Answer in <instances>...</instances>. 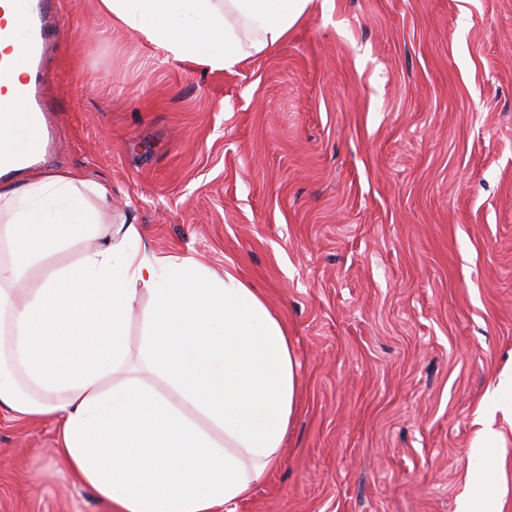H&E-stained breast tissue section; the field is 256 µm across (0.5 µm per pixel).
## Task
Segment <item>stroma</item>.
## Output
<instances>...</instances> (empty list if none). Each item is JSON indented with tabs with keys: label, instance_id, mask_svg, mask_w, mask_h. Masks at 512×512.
Wrapping results in <instances>:
<instances>
[{
	"label": "stroma",
	"instance_id": "stroma-1",
	"mask_svg": "<svg viewBox=\"0 0 512 512\" xmlns=\"http://www.w3.org/2000/svg\"><path fill=\"white\" fill-rule=\"evenodd\" d=\"M55 8L43 172L110 184L153 252L235 270L288 324L282 462L234 512H458L512 371V0H331L230 71ZM59 441L0 409V512H106Z\"/></svg>",
	"mask_w": 512,
	"mask_h": 512
}]
</instances>
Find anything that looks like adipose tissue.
Returning a JSON list of instances; mask_svg holds the SVG:
<instances>
[{"instance_id":"adipose-tissue-1","label":"adipose tissue","mask_w":512,"mask_h":512,"mask_svg":"<svg viewBox=\"0 0 512 512\" xmlns=\"http://www.w3.org/2000/svg\"><path fill=\"white\" fill-rule=\"evenodd\" d=\"M114 24L174 56L233 69L329 0H99ZM109 185L66 172L0 182V408L60 423L56 459L110 512H218L280 460L299 388L283 318L235 271L159 255L134 217L101 223ZM79 257L25 282L75 244ZM147 295L138 353L130 314ZM484 423L465 512L500 493Z\"/></svg>"}]
</instances>
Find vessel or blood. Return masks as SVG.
I'll return each instance as SVG.
<instances>
[{"mask_svg": "<svg viewBox=\"0 0 512 512\" xmlns=\"http://www.w3.org/2000/svg\"><path fill=\"white\" fill-rule=\"evenodd\" d=\"M0 41L17 45L26 73L11 93L0 94V118L7 120L22 137L23 147L0 136V168L10 169L34 162L48 147L53 129L42 96L46 80V48L65 21L53 8L51 0H0ZM24 111H17V103Z\"/></svg>", "mask_w": 512, "mask_h": 512, "instance_id": "1", "label": "vessel or blood"}]
</instances>
